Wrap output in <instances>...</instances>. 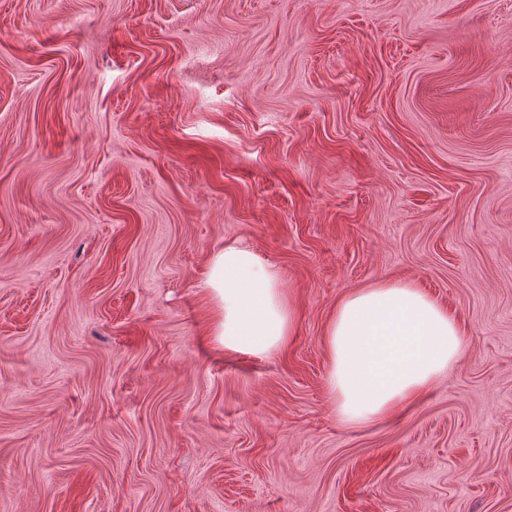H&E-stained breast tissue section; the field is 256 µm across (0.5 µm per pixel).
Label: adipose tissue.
Segmentation results:
<instances>
[{
  "mask_svg": "<svg viewBox=\"0 0 512 512\" xmlns=\"http://www.w3.org/2000/svg\"><path fill=\"white\" fill-rule=\"evenodd\" d=\"M199 289L211 303L220 347L271 355L294 330L278 271L253 250L229 243L213 253ZM458 316L411 282L380 283L346 294L329 321L326 390L348 427L378 422L417 400L467 347Z\"/></svg>",
  "mask_w": 512,
  "mask_h": 512,
  "instance_id": "obj_1",
  "label": "adipose tissue"
}]
</instances>
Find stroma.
Returning a JSON list of instances; mask_svg holds the SVG:
<instances>
[{
    "instance_id": "stroma-1",
    "label": "stroma",
    "mask_w": 512,
    "mask_h": 512,
    "mask_svg": "<svg viewBox=\"0 0 512 512\" xmlns=\"http://www.w3.org/2000/svg\"><path fill=\"white\" fill-rule=\"evenodd\" d=\"M227 243L278 353L209 336ZM381 281L469 342L346 427ZM0 512H512V0H0ZM211 303V336L224 348L272 355L294 330L291 302L278 271L253 250L229 243L213 253L199 285Z\"/></svg>"
}]
</instances>
